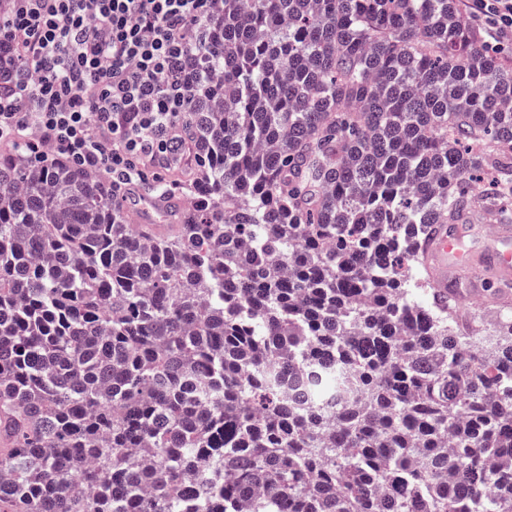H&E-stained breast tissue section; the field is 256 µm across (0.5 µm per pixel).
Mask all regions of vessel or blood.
<instances>
[{
	"instance_id": "b4317fda",
	"label": "vessel or blood",
	"mask_w": 512,
	"mask_h": 512,
	"mask_svg": "<svg viewBox=\"0 0 512 512\" xmlns=\"http://www.w3.org/2000/svg\"><path fill=\"white\" fill-rule=\"evenodd\" d=\"M174 205L173 198L166 193L138 196L133 221L149 229H157L159 219L168 216ZM464 236L463 229L452 231L447 225L438 224L419 250L418 261L439 296H447L449 281L460 267L470 261V250L463 241ZM488 237L498 245L487 259L488 268L498 277L512 276V226L492 225Z\"/></svg>"
}]
</instances>
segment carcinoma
Instances as JSON below:
<instances>
[{
	"label": "carcinoma",
	"mask_w": 512,
	"mask_h": 512,
	"mask_svg": "<svg viewBox=\"0 0 512 512\" xmlns=\"http://www.w3.org/2000/svg\"><path fill=\"white\" fill-rule=\"evenodd\" d=\"M190 204L0 162V512H512V321L409 288L512 210V61L457 0H224ZM178 203L166 193L157 195H138L135 211L132 214L134 223L141 224L149 229L157 230L159 219L169 216L174 205Z\"/></svg>",
	"instance_id": "1"
}]
</instances>
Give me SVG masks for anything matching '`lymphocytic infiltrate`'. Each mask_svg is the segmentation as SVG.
Masks as SVG:
<instances>
[{
  "label": "lymphocytic infiltrate",
  "mask_w": 512,
  "mask_h": 512,
  "mask_svg": "<svg viewBox=\"0 0 512 512\" xmlns=\"http://www.w3.org/2000/svg\"><path fill=\"white\" fill-rule=\"evenodd\" d=\"M221 0H0V143L106 172L116 192L164 166L187 110L185 61ZM494 45L512 0H466Z\"/></svg>",
  "instance_id": "lymphocytic-infiltrate-1"
}]
</instances>
